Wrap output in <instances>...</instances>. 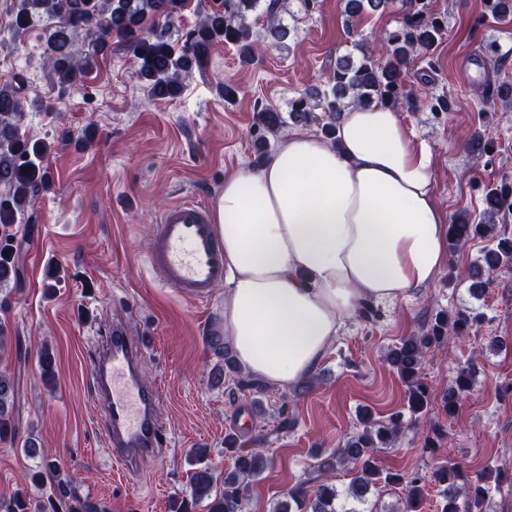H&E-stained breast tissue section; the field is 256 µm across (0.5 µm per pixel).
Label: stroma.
Listing matches in <instances>:
<instances>
[{
    "instance_id": "35a3bbf8",
    "label": "stroma",
    "mask_w": 512,
    "mask_h": 512,
    "mask_svg": "<svg viewBox=\"0 0 512 512\" xmlns=\"http://www.w3.org/2000/svg\"><path fill=\"white\" fill-rule=\"evenodd\" d=\"M426 3L447 16L448 30L433 53L435 71L423 58L412 62L415 103L398 111L432 154L437 199L447 215L478 212L486 188L512 178V114L482 104L486 83H512V21L484 17L482 0ZM15 8L16 0H0V38L7 41L0 49V85L23 75L26 98L47 103V110H26L21 129L52 150L45 161L50 187L30 203V228L17 237L21 279L0 286V327L28 349L25 360H5L19 383L13 413L21 441L33 439L39 454L25 453L21 441L0 443V501L12 498L26 474L48 458L78 476L79 493L104 502L108 512H172V501L190 493L193 449H208L209 464L223 471L231 464L224 435L232 430L241 447L264 449L272 460L251 481L246 512H272L288 488L316 490L319 457L343 445L363 411L383 419L405 409L406 389L385 360L388 349L420 334L436 312L468 305L485 316L478 332L429 351L430 410L377 456L384 467L409 474L453 459L465 479L485 488L483 512H512V267L473 295L468 272L482 255V241L449 254L433 285L409 300L375 306L369 320L350 319L299 394L267 384L232 397L229 376L215 385L217 359L206 338L223 325V288L210 301H188L163 287L147 264L154 228L169 205L183 199L212 204L226 175L254 165L258 109L271 105L286 113L291 98L322 85L337 58L353 52L340 0H320L307 17L299 16L298 0H286L283 21L292 32L279 42L268 38L264 14L253 12L261 56L246 65L236 47H214L174 100L148 99L133 58L118 43L99 57L90 77L61 89L40 65L46 26L11 38ZM493 40L502 54L491 60L483 46ZM470 63L478 65L481 81L464 79L461 68ZM226 84L237 90L230 102ZM442 93L452 99L451 111L430 112L431 97ZM475 134L483 150L467 148ZM115 322L130 335L153 338L141 377L159 390L168 434L154 461L132 477L107 457L89 388L90 339ZM44 348L55 358L49 385L38 363ZM471 361L477 364L472 390L455 415H446L442 393ZM283 406L295 420L287 430L280 427ZM434 426L444 437L432 449L425 438Z\"/></svg>"
}]
</instances>
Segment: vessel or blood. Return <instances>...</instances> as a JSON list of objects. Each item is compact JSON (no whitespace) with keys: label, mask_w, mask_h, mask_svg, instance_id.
<instances>
[{"label":"vessel or blood","mask_w":512,"mask_h":512,"mask_svg":"<svg viewBox=\"0 0 512 512\" xmlns=\"http://www.w3.org/2000/svg\"><path fill=\"white\" fill-rule=\"evenodd\" d=\"M147 264L180 297L210 300L224 282V258L206 206L194 200L171 204L156 226ZM148 348V339H132L117 323L92 351L91 389L102 406L105 443L115 465L127 472L147 467L165 441L159 393L139 376Z\"/></svg>","instance_id":"b4317fda"}]
</instances>
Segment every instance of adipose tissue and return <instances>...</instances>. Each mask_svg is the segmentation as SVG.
I'll use <instances>...</instances> for the list:
<instances>
[{
    "mask_svg": "<svg viewBox=\"0 0 512 512\" xmlns=\"http://www.w3.org/2000/svg\"><path fill=\"white\" fill-rule=\"evenodd\" d=\"M224 335L239 367L291 386L346 320L431 286L448 262L433 161L387 106L343 112L335 140L295 133L224 179Z\"/></svg>",
    "mask_w": 512,
    "mask_h": 512,
    "instance_id": "adipose-tissue-1",
    "label": "adipose tissue"
}]
</instances>
